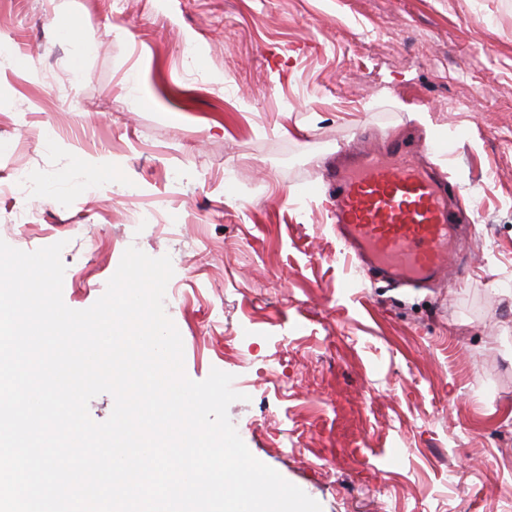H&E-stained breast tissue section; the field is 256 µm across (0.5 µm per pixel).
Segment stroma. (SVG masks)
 Returning a JSON list of instances; mask_svg holds the SVG:
<instances>
[{"label": "stroma", "mask_w": 512, "mask_h": 512, "mask_svg": "<svg viewBox=\"0 0 512 512\" xmlns=\"http://www.w3.org/2000/svg\"><path fill=\"white\" fill-rule=\"evenodd\" d=\"M1 42L0 169L43 190L0 239L64 242L68 307L172 256L186 376L232 374L239 436L322 512H512V0H0ZM406 131L472 220L423 288L346 259L324 175Z\"/></svg>", "instance_id": "obj_1"}]
</instances>
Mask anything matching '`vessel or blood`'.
<instances>
[{
  "label": "vessel or blood",
  "mask_w": 512,
  "mask_h": 512,
  "mask_svg": "<svg viewBox=\"0 0 512 512\" xmlns=\"http://www.w3.org/2000/svg\"><path fill=\"white\" fill-rule=\"evenodd\" d=\"M417 150L395 142L327 172L344 252L366 278L394 286L441 278L459 222L450 189L416 163Z\"/></svg>",
  "instance_id": "vessel-or-blood-1"
}]
</instances>
